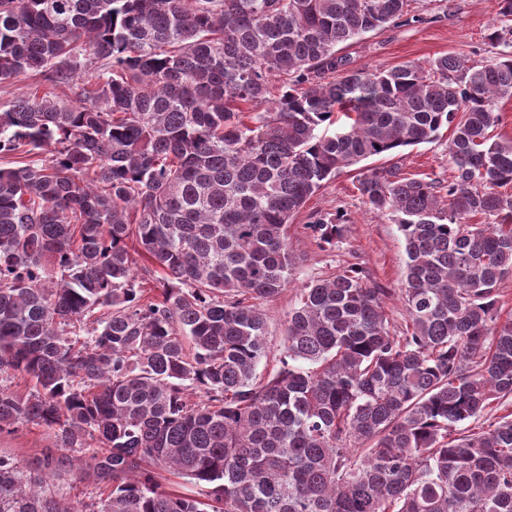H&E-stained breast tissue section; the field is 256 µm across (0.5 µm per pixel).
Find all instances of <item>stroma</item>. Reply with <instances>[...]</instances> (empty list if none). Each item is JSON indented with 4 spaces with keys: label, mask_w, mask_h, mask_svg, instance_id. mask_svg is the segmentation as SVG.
<instances>
[{
    "label": "stroma",
    "mask_w": 512,
    "mask_h": 512,
    "mask_svg": "<svg viewBox=\"0 0 512 512\" xmlns=\"http://www.w3.org/2000/svg\"><path fill=\"white\" fill-rule=\"evenodd\" d=\"M414 20L366 35L345 47L354 67L388 69L408 62L424 64L442 55H460L470 63L488 64L499 49L488 36L496 19L493 0H414ZM448 129H441L432 142L405 148L393 155L363 161V168L397 164L403 172L447 181L452 168L448 151ZM354 173L330 180L305 204L288 226V246L299 264L287 289L264 303L270 354L260 366L262 374L275 373L281 366L286 316L306 283L325 279L345 266L365 267L373 280L388 288L386 313L392 328H404L407 313L399 290L405 280V242L391 216L369 210L354 187ZM344 211L348 221L335 245L321 248L308 228L315 216ZM53 443L51 430L26 425L0 434V453L21 464L38 467Z\"/></svg>",
    "instance_id": "35a3bbf8"
}]
</instances>
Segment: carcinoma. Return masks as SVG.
Wrapping results in <instances>:
<instances>
[{"instance_id":"1","label":"carcinoma","mask_w":512,"mask_h":512,"mask_svg":"<svg viewBox=\"0 0 512 512\" xmlns=\"http://www.w3.org/2000/svg\"><path fill=\"white\" fill-rule=\"evenodd\" d=\"M411 2L0 0V83L62 91L0 111V155L20 158L0 167V374L34 383L0 386V431L46 426L56 448L36 470L0 454V512H512V412L482 421L512 400V138L494 133L512 53L337 55ZM494 6L507 46L512 0ZM444 127L448 184L396 165L357 180L404 237L406 329L352 264L300 289L258 381L293 217ZM346 221H313L318 246ZM156 268L149 300L137 271ZM74 448L107 491L78 507L56 487ZM162 471L205 497L160 490Z\"/></svg>"}]
</instances>
